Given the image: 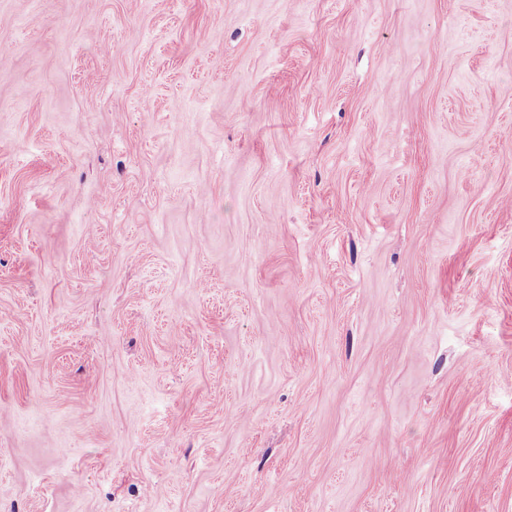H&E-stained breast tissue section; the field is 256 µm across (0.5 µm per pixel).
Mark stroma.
I'll list each match as a JSON object with an SVG mask.
<instances>
[{
    "label": "stroma",
    "mask_w": 512,
    "mask_h": 512,
    "mask_svg": "<svg viewBox=\"0 0 512 512\" xmlns=\"http://www.w3.org/2000/svg\"><path fill=\"white\" fill-rule=\"evenodd\" d=\"M0 512H512V0H0Z\"/></svg>",
    "instance_id": "obj_1"
}]
</instances>
